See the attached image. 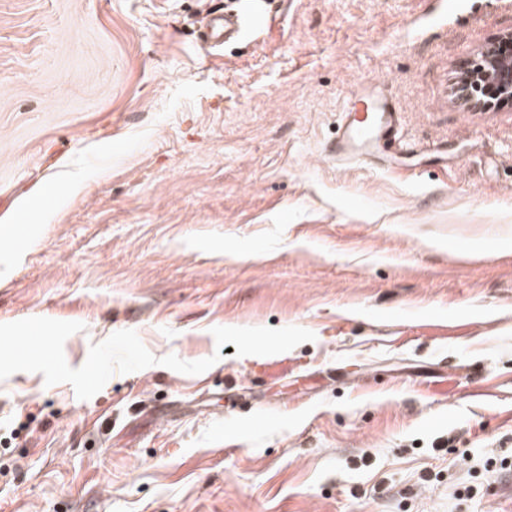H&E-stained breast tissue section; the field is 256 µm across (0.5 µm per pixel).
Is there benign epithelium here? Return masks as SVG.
I'll return each instance as SVG.
<instances>
[{"label": "benign epithelium", "mask_w": 512, "mask_h": 512, "mask_svg": "<svg viewBox=\"0 0 512 512\" xmlns=\"http://www.w3.org/2000/svg\"><path fill=\"white\" fill-rule=\"evenodd\" d=\"M491 90L499 103L512 102V58L496 55V46L482 49L465 66L454 87L457 100L467 107L482 109L489 103L480 98L478 91Z\"/></svg>", "instance_id": "benign-epithelium-1"}]
</instances>
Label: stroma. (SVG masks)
<instances>
[{
    "instance_id": "35a3bbf8",
    "label": "stroma",
    "mask_w": 512,
    "mask_h": 512,
    "mask_svg": "<svg viewBox=\"0 0 512 512\" xmlns=\"http://www.w3.org/2000/svg\"><path fill=\"white\" fill-rule=\"evenodd\" d=\"M226 3L0 0V323L216 359L0 380V512H512V103L452 93L512 0H271L204 47ZM370 79L415 154L338 165ZM217 326L316 339L268 376ZM253 1L252 10L240 16H226L222 12L213 11L205 17L202 37L208 48H219L248 32L261 34L271 26V16L260 3L257 5L260 0Z\"/></svg>"
}]
</instances>
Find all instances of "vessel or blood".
Listing matches in <instances>:
<instances>
[{"label":"vessel or blood","instance_id":"vessel-or-blood-1","mask_svg":"<svg viewBox=\"0 0 512 512\" xmlns=\"http://www.w3.org/2000/svg\"><path fill=\"white\" fill-rule=\"evenodd\" d=\"M272 19L260 5L248 13L227 16L214 11L207 15L202 34L208 48L224 46L245 33L260 34L271 25ZM343 110L342 133L336 142V158L350 164H368L376 148L393 145L405 149L400 136L401 114L379 91L359 88L346 100Z\"/></svg>","mask_w":512,"mask_h":512}]
</instances>
